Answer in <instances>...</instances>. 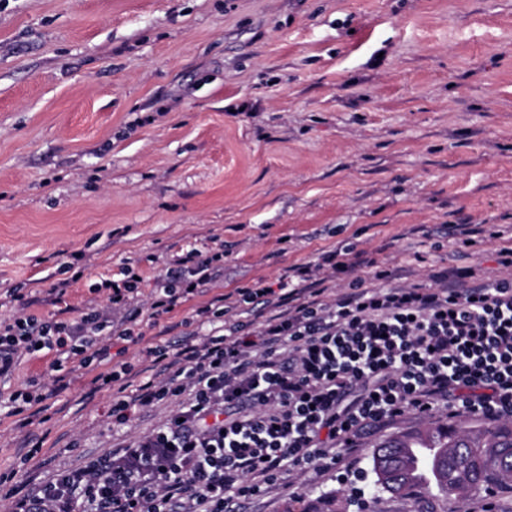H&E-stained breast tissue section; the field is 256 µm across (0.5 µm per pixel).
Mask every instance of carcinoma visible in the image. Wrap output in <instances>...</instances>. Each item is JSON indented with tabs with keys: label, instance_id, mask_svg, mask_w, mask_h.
Masks as SVG:
<instances>
[{
	"label": "carcinoma",
	"instance_id": "cac0c4a2",
	"mask_svg": "<svg viewBox=\"0 0 512 512\" xmlns=\"http://www.w3.org/2000/svg\"><path fill=\"white\" fill-rule=\"evenodd\" d=\"M396 475L402 495L448 503L483 496L490 488L512 492V420L467 428L464 422L426 433L397 434L372 456L374 484L385 490L381 475Z\"/></svg>",
	"mask_w": 512,
	"mask_h": 512
}]
</instances>
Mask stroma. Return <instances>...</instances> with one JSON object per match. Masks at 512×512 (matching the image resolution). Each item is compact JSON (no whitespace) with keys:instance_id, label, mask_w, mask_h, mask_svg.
<instances>
[{"instance_id":"stroma-1","label":"stroma","mask_w":512,"mask_h":512,"mask_svg":"<svg viewBox=\"0 0 512 512\" xmlns=\"http://www.w3.org/2000/svg\"><path fill=\"white\" fill-rule=\"evenodd\" d=\"M451 224L483 232L462 247ZM509 244L512 0H0V318L106 306L102 283L132 266L138 297L113 319L133 316L135 334L110 366L161 379L144 350L204 337L197 308L323 252L374 261L320 269L340 291L400 267L425 285L451 266L487 275ZM190 245L223 250V271L151 318L157 276ZM53 359L21 355L10 381L41 383L44 421L0 407V468L22 493L177 410L115 425L100 365ZM448 422L406 415L352 470L308 472L243 512H310L334 491L345 512H441L375 493L371 453Z\"/></svg>"}]
</instances>
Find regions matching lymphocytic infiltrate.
Masks as SVG:
<instances>
[{"instance_id": "lymphocytic-infiltrate-1", "label": "lymphocytic infiltrate", "mask_w": 512, "mask_h": 512, "mask_svg": "<svg viewBox=\"0 0 512 512\" xmlns=\"http://www.w3.org/2000/svg\"><path fill=\"white\" fill-rule=\"evenodd\" d=\"M223 252L192 249L156 279L153 316L170 312L218 275ZM109 282L108 308L70 320L15 315L0 320V380L21 351L56 352L58 363L104 360L101 335L133 336L112 314L138 294L132 267ZM312 270L291 267L300 287L245 288L197 309L213 328L201 342L148 348L165 362V380L127 394L117 372L112 415L178 400L177 417L122 448L57 473L19 495L0 471L9 512H238L288 476L331 469L336 449L355 461L359 440L405 413L512 419V277L475 278L469 268L436 273L434 286H354L328 301L310 286ZM276 307L258 331L224 324L233 311Z\"/></svg>"}]
</instances>
